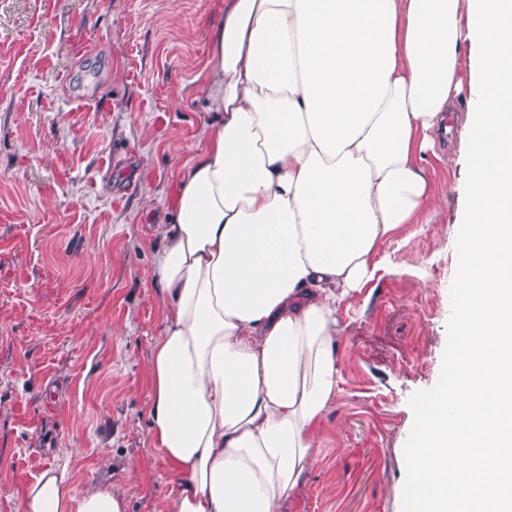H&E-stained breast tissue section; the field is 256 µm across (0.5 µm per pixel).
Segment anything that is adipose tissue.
I'll list each match as a JSON object with an SVG mask.
<instances>
[{"label": "adipose tissue", "mask_w": 512, "mask_h": 512, "mask_svg": "<svg viewBox=\"0 0 512 512\" xmlns=\"http://www.w3.org/2000/svg\"><path fill=\"white\" fill-rule=\"evenodd\" d=\"M151 275L148 439L161 512H278L340 385L338 308L401 225L441 209L425 156L468 95L454 361L408 450L410 512H512V0H224ZM20 512H127L71 462Z\"/></svg>", "instance_id": "ef3b65f1"}]
</instances>
